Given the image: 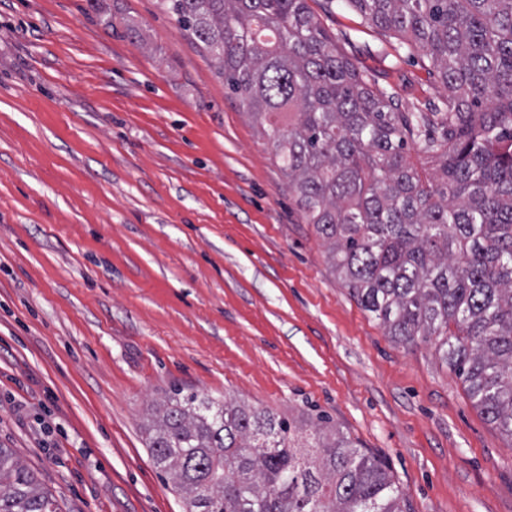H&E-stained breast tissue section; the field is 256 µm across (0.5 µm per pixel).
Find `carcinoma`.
Listing matches in <instances>:
<instances>
[{"label": "carcinoma", "instance_id": "1", "mask_svg": "<svg viewBox=\"0 0 512 512\" xmlns=\"http://www.w3.org/2000/svg\"><path fill=\"white\" fill-rule=\"evenodd\" d=\"M263 126L338 279L400 342L439 338L512 443V0H347L422 52L445 96L403 112L308 0H160ZM435 158L424 176L411 151ZM190 512H406L383 465L327 416L176 389L148 428ZM0 512H55L0 448Z\"/></svg>", "mask_w": 512, "mask_h": 512}]
</instances>
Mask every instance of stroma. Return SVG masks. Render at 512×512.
<instances>
[{
  "mask_svg": "<svg viewBox=\"0 0 512 512\" xmlns=\"http://www.w3.org/2000/svg\"><path fill=\"white\" fill-rule=\"evenodd\" d=\"M405 112L420 51L308 0ZM324 414L410 512H512V446L436 339L338 280L259 122L158 0H0V446L57 512H187L145 424L174 389Z\"/></svg>",
  "mask_w": 512,
  "mask_h": 512,
  "instance_id": "obj_1",
  "label": "stroma"
}]
</instances>
